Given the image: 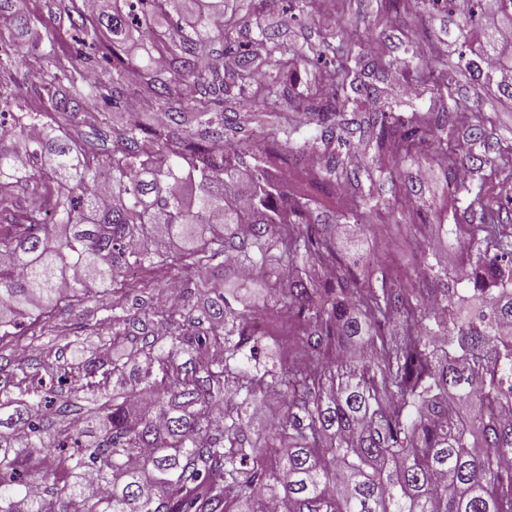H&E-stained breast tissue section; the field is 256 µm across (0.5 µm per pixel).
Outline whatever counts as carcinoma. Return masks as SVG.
<instances>
[{
  "label": "carcinoma",
  "mask_w": 512,
  "mask_h": 512,
  "mask_svg": "<svg viewBox=\"0 0 512 512\" xmlns=\"http://www.w3.org/2000/svg\"><path fill=\"white\" fill-rule=\"evenodd\" d=\"M70 0L72 32L46 27L44 56L56 69L34 112L13 117L16 132L0 142V342L17 320L68 310L97 286L133 295L131 266L181 270L187 308H153L135 317L110 307L96 322L112 336L91 355L62 366L68 395L59 403L38 392L14 396L0 386V512H43L30 485L38 483L56 512H512V234L500 206L474 195L480 209L469 225V251L459 274L477 310L454 309L447 288L414 293L361 279L326 236L308 202L284 200L259 160L228 141L230 112L249 107L246 90L268 59L218 30L236 70L178 55V46L206 48L224 0H202L195 20L189 0H113L87 12ZM429 11L457 13L456 0H419ZM465 24L479 48L458 46L457 69L497 84L512 100V83L497 78L512 45V0H469ZM24 28L16 0H0V17ZM142 29V57L131 63L119 43ZM320 56L336 61L333 93L315 107L334 138L333 120L355 95L373 98L370 66L358 37ZM100 64L89 81L81 58ZM177 76L167 77L169 71ZM424 82L450 88L454 74L424 70ZM194 86L199 95L186 92ZM238 87L233 101L225 98ZM134 97L158 99L166 121L122 124L114 110ZM100 101L111 108L100 123L116 142L112 158L90 164L76 141L49 118ZM454 108L405 124L376 109V147L398 155L429 144L431 126L453 133ZM452 178L458 158L451 141L434 146ZM37 175L55 183L44 205L17 214L6 191ZM219 214L222 222L210 223ZM497 238L499 251L481 247ZM232 253L257 272L242 288L262 290L263 306L288 311L307 362L258 356L253 305L204 278L203 265ZM369 349L366 359L341 356L344 346ZM379 368L381 380L370 377ZM162 373L153 377L154 371ZM112 378V389L92 381ZM277 392V425L253 426L268 393ZM86 406L75 411L70 398Z\"/></svg>",
  "instance_id": "cac0c4a2"
}]
</instances>
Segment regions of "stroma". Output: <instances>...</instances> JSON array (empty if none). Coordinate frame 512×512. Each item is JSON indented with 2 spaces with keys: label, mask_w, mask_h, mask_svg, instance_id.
Here are the masks:
<instances>
[{
  "label": "stroma",
  "mask_w": 512,
  "mask_h": 512,
  "mask_svg": "<svg viewBox=\"0 0 512 512\" xmlns=\"http://www.w3.org/2000/svg\"><path fill=\"white\" fill-rule=\"evenodd\" d=\"M66 7L65 0H24V12L34 16L36 23L23 37L29 49L23 64L0 75V110L26 112L37 103L38 92L52 69L46 63L35 62L32 51L38 47L44 27L69 29ZM224 24L232 28L236 40L252 44L258 56L268 57L269 71L284 69L296 78L295 93L282 96L277 104L289 125L296 128L290 141L268 133L262 120L265 93L256 84L248 90L254 105L251 111L241 113V128L236 135L240 143L258 146L283 196L304 198L314 212L337 224L339 232L332 240L337 251L356 260L359 276H370L371 263L381 260L407 286L456 287L457 255L449 251L447 239L438 237L437 229L442 224L467 229L478 223V208L468 209L456 202L443 169L431 157L415 151L397 158L379 155L375 139L368 133L351 134L346 145L321 140V121L311 105L313 99L323 98L329 90L321 79L329 66L317 59L323 42L346 32L359 33L363 42L375 47L371 57L377 68L369 82L378 89V103L391 106L395 117L408 121L416 113H432L441 109L443 102L453 101L459 125L452 143L460 161L470 167L475 159H482L477 176L483 180L487 195L512 197V173L502 164L503 158L512 156V110L500 108L495 84L476 83L460 75L447 93L419 81L414 72L399 65L400 60L413 57L429 60L436 71L452 68L459 17L427 15L402 4L389 13L381 8L379 0H312L300 10L289 8L286 0H270L260 13L254 12L250 0H224ZM265 30L278 33L281 53L267 56L261 36ZM438 44L444 46V53L429 57V48ZM56 120L87 149L90 162L111 158V136L103 135L99 123L89 121L85 110L61 113ZM476 128L481 131V139L473 144L468 134ZM354 145L364 156L362 179L343 200L339 197L343 181L327 174L325 162L335 154L347 157ZM296 150L306 152L307 169L298 170L292 156ZM363 197L369 198L370 204L357 220L351 211ZM442 253L449 258V279L423 277L421 268L433 264L435 256ZM40 329V324L30 318L20 328L22 342L29 345L28 362H12L14 345L10 342L0 348V356L7 359L6 372L13 381L57 396L62 385L55 369L69 361L70 352L60 346L50 358H42L30 345L33 334ZM262 331V343L271 345L280 361L304 363L302 345L293 334L287 313L265 310Z\"/></svg>",
  "instance_id": "obj_1"
}]
</instances>
